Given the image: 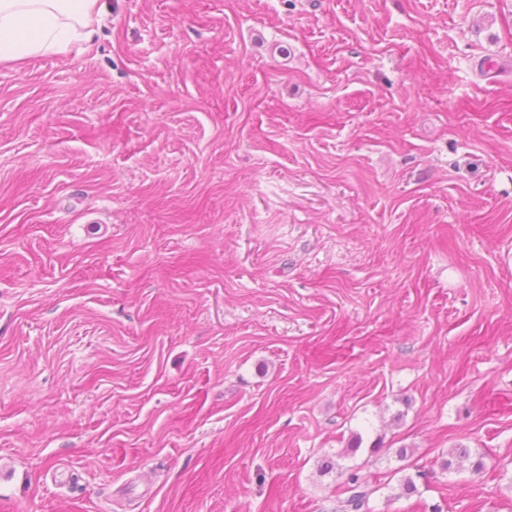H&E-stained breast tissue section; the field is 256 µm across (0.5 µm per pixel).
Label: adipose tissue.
Instances as JSON below:
<instances>
[{"mask_svg": "<svg viewBox=\"0 0 512 512\" xmlns=\"http://www.w3.org/2000/svg\"><path fill=\"white\" fill-rule=\"evenodd\" d=\"M103 15L99 0H0V64L68 53Z\"/></svg>", "mask_w": 512, "mask_h": 512, "instance_id": "obj_1", "label": "adipose tissue"}]
</instances>
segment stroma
Returning <instances> with one entry per match:
<instances>
[{"label":"stroma","instance_id":"stroma-1","mask_svg":"<svg viewBox=\"0 0 512 512\" xmlns=\"http://www.w3.org/2000/svg\"><path fill=\"white\" fill-rule=\"evenodd\" d=\"M104 2L0 66V512H512V0ZM343 494L345 497L339 500L340 512H358L370 496L371 490L357 474H350L344 483Z\"/></svg>","mask_w":512,"mask_h":512}]
</instances>
